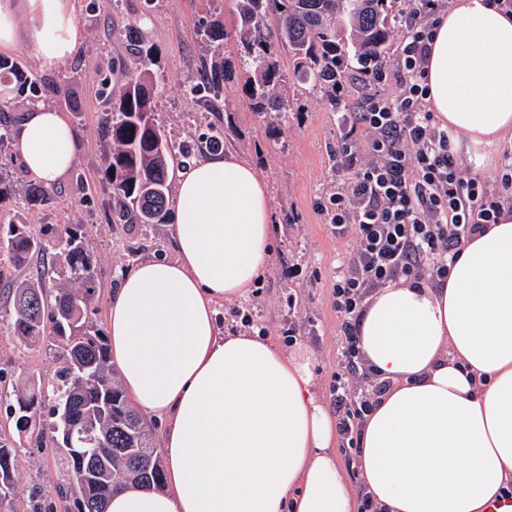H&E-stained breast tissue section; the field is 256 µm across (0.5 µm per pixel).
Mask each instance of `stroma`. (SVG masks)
Wrapping results in <instances>:
<instances>
[{"mask_svg": "<svg viewBox=\"0 0 512 512\" xmlns=\"http://www.w3.org/2000/svg\"><path fill=\"white\" fill-rule=\"evenodd\" d=\"M75 8L86 38L77 54L56 70H41L26 41L9 52L39 83L40 101L66 112L78 151L71 170L47 187L42 202L32 205L18 195L6 204L11 214L41 230L46 250L28 265L10 270L0 283V431L15 430L6 406L16 386L32 376L51 380L57 370L43 349H27L12 339L6 282L38 275L54 285L64 261L55 245L58 233L63 225H81L97 258L93 320L101 326L123 272L151 257L175 255L172 223L116 220L114 202L101 182L109 143L103 118L112 106L108 94L126 82L144 44L153 49L147 68L161 80L157 118L167 138L194 144L199 156L213 129H221L226 149L252 163L264 177L274 210L273 258L262 274L263 287L251 288L238 302L253 307L255 329L265 330L289 355L310 364L319 399L331 405L342 329L330 284L352 240L336 238L318 209L342 180L333 157L336 111L328 97L294 77L287 50L275 44L271 50L288 75L283 87L290 102L286 112L273 121L257 115L234 82L225 84L221 107H210L208 93L200 89V63L209 55L202 32L210 23L221 22L228 34L224 51L239 60L235 0H75ZM18 446L19 483L37 482L55 494L62 475L54 449L36 447L27 434Z\"/></svg>", "mask_w": 512, "mask_h": 512, "instance_id": "obj_1", "label": "stroma"}]
</instances>
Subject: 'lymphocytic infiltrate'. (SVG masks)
<instances>
[{"instance_id": "f902f5d3", "label": "lymphocytic infiltrate", "mask_w": 512, "mask_h": 512, "mask_svg": "<svg viewBox=\"0 0 512 512\" xmlns=\"http://www.w3.org/2000/svg\"><path fill=\"white\" fill-rule=\"evenodd\" d=\"M436 10V0H409L398 58L362 74L366 84L393 81L402 92L393 99L370 94L341 113L336 169L347 177L320 204L336 236L353 238L332 283L345 345L331 395L338 434L350 448L387 389L359 369L358 322L368 295L399 282L446 279L462 244L512 206V146L494 181L468 174L429 108L425 64Z\"/></svg>"}]
</instances>
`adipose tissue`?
<instances>
[{"label": "adipose tissue", "instance_id": "1", "mask_svg": "<svg viewBox=\"0 0 512 512\" xmlns=\"http://www.w3.org/2000/svg\"><path fill=\"white\" fill-rule=\"evenodd\" d=\"M23 36L54 70L83 42L74 0H0V52ZM426 70L454 155L484 170L512 136V14L451 0ZM13 149L51 186L74 164L76 135L34 101ZM174 207V258L124 272L106 317L124 389L167 419L166 486H125L107 512H355L308 365L216 321L217 304L243 296L273 255L263 177L237 153L206 154L178 170ZM358 336L388 384L358 456L380 512H512V211L464 243L447 280L372 293Z\"/></svg>", "mask_w": 512, "mask_h": 512}]
</instances>
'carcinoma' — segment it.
I'll use <instances>...</instances> for the list:
<instances>
[{
  "label": "carcinoma",
  "mask_w": 512,
  "mask_h": 512,
  "mask_svg": "<svg viewBox=\"0 0 512 512\" xmlns=\"http://www.w3.org/2000/svg\"><path fill=\"white\" fill-rule=\"evenodd\" d=\"M395 0H236L237 37L244 49L240 66L224 57V28L203 31L213 44L204 68V90L218 98L224 83H242L253 110L266 115L285 106L280 94L286 76L271 52L277 43L288 50L294 73L311 89L335 91L336 82L356 68L373 69L386 58L393 33ZM279 16L267 26V16ZM11 82L28 83L19 66L0 57V92ZM159 79L134 70L112 97L104 124L112 140L105 187L122 220L163 224L169 213L170 144L155 119ZM56 245L66 256L63 288L45 281L15 282L6 300L13 312V338L26 347L45 348L59 363L55 379L25 381L9 404L19 433L37 430L49 437L63 472L58 495L67 512H106L112 493L124 483L160 487L163 463L138 409L116 380L102 330L91 318L98 284L97 260L77 224H68ZM41 232L13 218L0 221V277L43 252ZM52 402L48 415L44 401ZM16 441L0 433V512H56L44 489L20 488L15 478Z\"/></svg>",
  "instance_id": "obj_1"
}]
</instances>
